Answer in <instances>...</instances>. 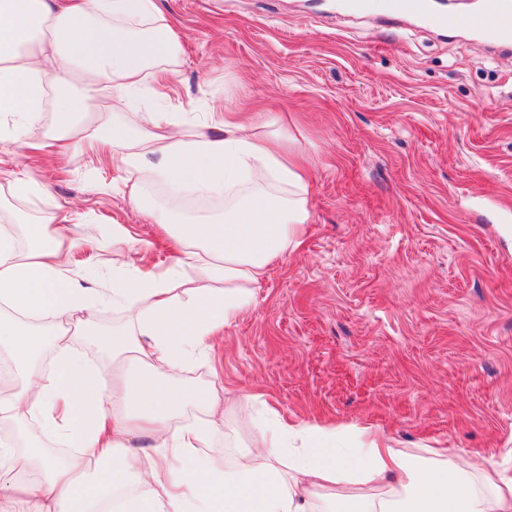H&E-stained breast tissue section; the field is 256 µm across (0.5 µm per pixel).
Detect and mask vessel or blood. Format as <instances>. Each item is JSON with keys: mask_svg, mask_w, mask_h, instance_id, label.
<instances>
[{"mask_svg": "<svg viewBox=\"0 0 512 512\" xmlns=\"http://www.w3.org/2000/svg\"><path fill=\"white\" fill-rule=\"evenodd\" d=\"M393 16H416L440 30L468 29L502 45H512V0H490L483 12L459 16L429 10L427 0H389Z\"/></svg>", "mask_w": 512, "mask_h": 512, "instance_id": "obj_1", "label": "vessel or blood"}]
</instances>
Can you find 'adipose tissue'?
Listing matches in <instances>:
<instances>
[{"mask_svg":"<svg viewBox=\"0 0 512 512\" xmlns=\"http://www.w3.org/2000/svg\"><path fill=\"white\" fill-rule=\"evenodd\" d=\"M180 51L159 0H0V139L62 157L109 148L136 177V206L159 186L224 201L222 215L194 221L147 210L170 243L165 265L145 264L146 240L113 225L122 248L107 274L74 257L97 240L87 215H32L24 203L45 187L12 176V222L0 225V347L16 374L0 391V422L39 421L79 453L63 460L38 442L19 452L1 441L0 512H102L125 487L134 490L125 512H313L328 488L335 512H512V472L447 462L444 448L407 454L366 427L292 424L272 409L233 469L206 467L202 452L224 422L220 395L177 376L253 304L254 285L300 245L310 212L306 172L277 132L232 112L211 131L172 112L126 118L152 69ZM108 306L130 321L100 330L90 314ZM79 335L113 357L109 376L75 348ZM48 347L57 359L46 366ZM187 404L203 418L179 422ZM282 456L285 472L275 465Z\"/></svg>","mask_w":512,"mask_h":512,"instance_id":"obj_1","label":"adipose tissue"}]
</instances>
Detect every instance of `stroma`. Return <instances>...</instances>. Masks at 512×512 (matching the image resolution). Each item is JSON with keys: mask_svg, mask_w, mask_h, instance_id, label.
Masks as SVG:
<instances>
[{"mask_svg": "<svg viewBox=\"0 0 512 512\" xmlns=\"http://www.w3.org/2000/svg\"><path fill=\"white\" fill-rule=\"evenodd\" d=\"M338 2L161 0L183 52L166 100L143 90L137 112L209 123L235 107L296 139L312 176L301 248L179 376L222 396L205 460L231 466L269 406L512 470V50ZM16 170L101 225L100 269L114 224L168 261L108 155L0 141L1 218Z\"/></svg>", "mask_w": 512, "mask_h": 512, "instance_id": "35a3bbf8", "label": "stroma"}]
</instances>
